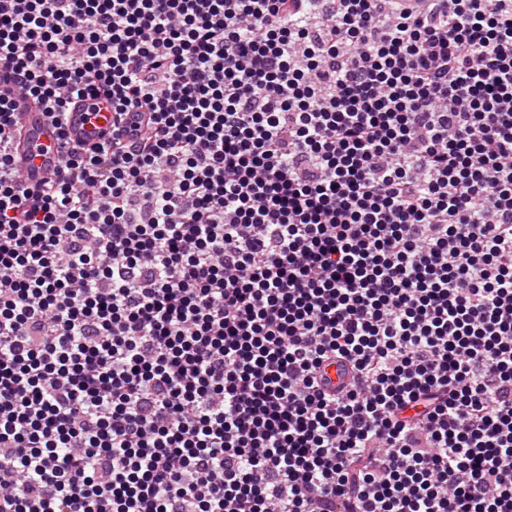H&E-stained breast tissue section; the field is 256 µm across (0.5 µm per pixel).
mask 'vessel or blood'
<instances>
[{"label": "vessel or blood", "mask_w": 512, "mask_h": 512, "mask_svg": "<svg viewBox=\"0 0 512 512\" xmlns=\"http://www.w3.org/2000/svg\"><path fill=\"white\" fill-rule=\"evenodd\" d=\"M21 134L14 145L22 174L30 185H37L62 166L60 137L73 144L91 147L112 137V108L104 98L77 101L66 133H59L53 120L39 105L20 108Z\"/></svg>", "instance_id": "vessel-or-blood-1"}]
</instances>
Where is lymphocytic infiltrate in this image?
<instances>
[{"label":"lymphocytic infiltrate","mask_w":512,"mask_h":512,"mask_svg":"<svg viewBox=\"0 0 512 512\" xmlns=\"http://www.w3.org/2000/svg\"><path fill=\"white\" fill-rule=\"evenodd\" d=\"M0 82V512H512V0H0ZM66 131L71 144L85 147L112 139V107L102 96L78 100ZM18 112H21V134L14 145V155L26 182L35 186L62 166L59 130L39 105H22Z\"/></svg>","instance_id":"lymphocytic-infiltrate-1"}]
</instances>
